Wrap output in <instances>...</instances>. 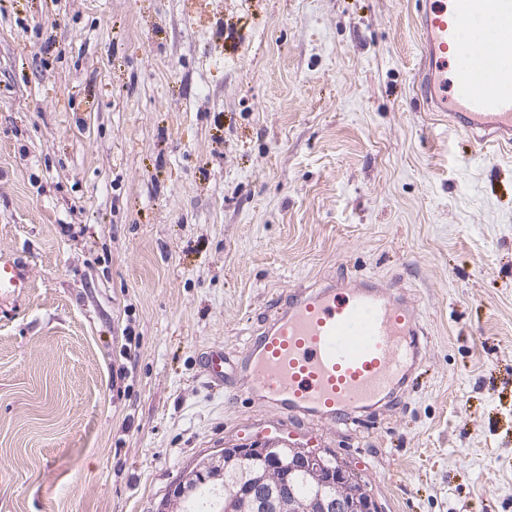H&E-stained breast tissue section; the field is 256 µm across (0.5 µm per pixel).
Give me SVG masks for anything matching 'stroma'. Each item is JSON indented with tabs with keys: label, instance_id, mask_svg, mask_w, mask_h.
<instances>
[{
	"label": "stroma",
	"instance_id": "35a3bbf8",
	"mask_svg": "<svg viewBox=\"0 0 512 512\" xmlns=\"http://www.w3.org/2000/svg\"><path fill=\"white\" fill-rule=\"evenodd\" d=\"M414 0H0V512H167L221 449L336 454L380 512H512V149L420 111ZM402 288L398 403L214 390L284 290ZM27 287V277L18 266L6 257L0 256V292L18 293Z\"/></svg>",
	"mask_w": 512,
	"mask_h": 512
}]
</instances>
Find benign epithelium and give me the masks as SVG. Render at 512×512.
<instances>
[{
	"label": "benign epithelium",
	"instance_id": "obj_1",
	"mask_svg": "<svg viewBox=\"0 0 512 512\" xmlns=\"http://www.w3.org/2000/svg\"><path fill=\"white\" fill-rule=\"evenodd\" d=\"M278 450L273 443L252 444L211 459L205 475L213 485L224 484V472H239L225 512H379L350 467L330 469L321 452L298 447L296 460L286 464Z\"/></svg>",
	"mask_w": 512,
	"mask_h": 512
}]
</instances>
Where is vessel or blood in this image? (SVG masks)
I'll use <instances>...</instances> for the list:
<instances>
[{
    "instance_id": "b4317fda",
    "label": "vessel or blood",
    "mask_w": 512,
    "mask_h": 512,
    "mask_svg": "<svg viewBox=\"0 0 512 512\" xmlns=\"http://www.w3.org/2000/svg\"><path fill=\"white\" fill-rule=\"evenodd\" d=\"M495 23L485 43L481 27ZM420 63L414 83L472 145L512 146V0H416ZM27 278L0 256V292ZM423 331L392 286L362 278L285 295L240 358L210 350L213 386L274 407L286 419L343 423L394 404L422 356Z\"/></svg>"
}]
</instances>
